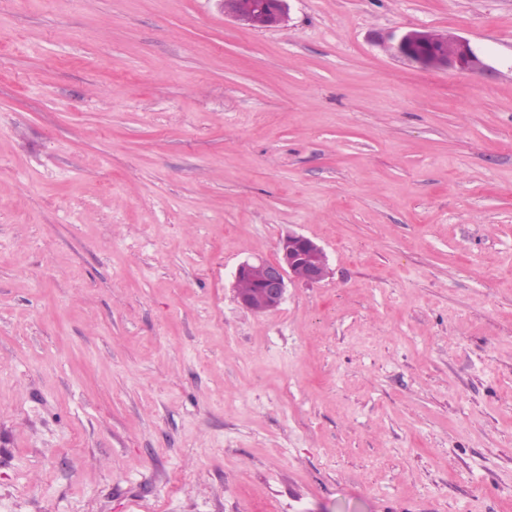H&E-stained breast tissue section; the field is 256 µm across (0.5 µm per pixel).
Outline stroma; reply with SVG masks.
Listing matches in <instances>:
<instances>
[{
    "label": "stroma",
    "instance_id": "1",
    "mask_svg": "<svg viewBox=\"0 0 512 512\" xmlns=\"http://www.w3.org/2000/svg\"><path fill=\"white\" fill-rule=\"evenodd\" d=\"M0 512H512V0H0ZM220 2L224 5L225 16L250 28L257 24L254 22L257 16H265L269 27L284 23L288 17V0H250L247 5H242L241 0H221ZM435 42L448 47V38L434 34ZM427 30H409L394 38L391 49L424 67L480 73L486 68L479 52L459 36L450 50L442 53ZM330 275L324 248L301 234H288L273 259L254 256L239 263L234 273L237 301L256 313L277 311L286 299L288 284L294 281L318 284ZM244 280L253 282L255 290H242Z\"/></svg>",
    "mask_w": 512,
    "mask_h": 512
}]
</instances>
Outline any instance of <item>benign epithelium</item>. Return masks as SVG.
Here are the masks:
<instances>
[{
    "mask_svg": "<svg viewBox=\"0 0 512 512\" xmlns=\"http://www.w3.org/2000/svg\"><path fill=\"white\" fill-rule=\"evenodd\" d=\"M224 14L246 27L255 25L254 18L264 16L268 26L284 23L288 17V0H221ZM394 53L424 67L480 73L486 68L479 52L470 43L454 37L450 50L442 53L427 30H409L394 38ZM330 275L324 248L301 234L287 235L280 244L279 254L273 259L254 256L239 263L234 273V292L237 301L256 313L277 311L286 299L288 284L297 281L318 284ZM250 280L254 289L243 290L239 285Z\"/></svg>",
    "mask_w": 512,
    "mask_h": 512,
    "instance_id": "benign-epithelium-1",
    "label": "benign epithelium"
}]
</instances>
